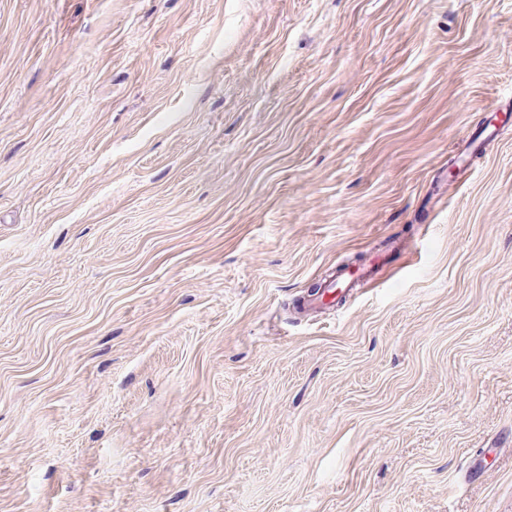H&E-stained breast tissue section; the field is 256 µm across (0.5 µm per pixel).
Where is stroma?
<instances>
[{
    "mask_svg": "<svg viewBox=\"0 0 512 512\" xmlns=\"http://www.w3.org/2000/svg\"><path fill=\"white\" fill-rule=\"evenodd\" d=\"M0 512H512V0H0ZM372 279L369 268L343 265L336 268L332 279L325 281L318 295L302 303L305 308H331L336 306L352 288H361Z\"/></svg>",
    "mask_w": 512,
    "mask_h": 512,
    "instance_id": "obj_1",
    "label": "stroma"
}]
</instances>
